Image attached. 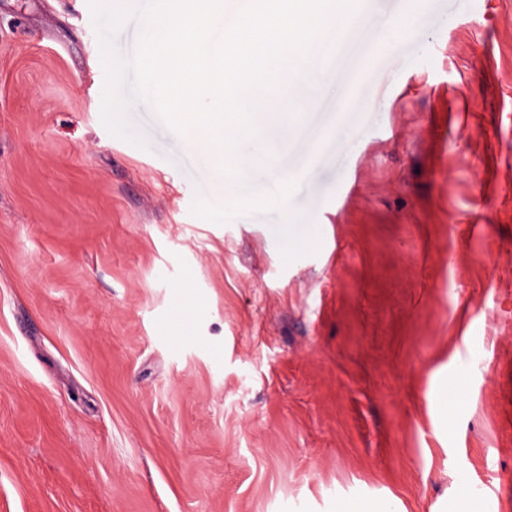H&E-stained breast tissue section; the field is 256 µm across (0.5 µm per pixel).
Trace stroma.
Listing matches in <instances>:
<instances>
[{
    "instance_id": "1",
    "label": "stroma",
    "mask_w": 512,
    "mask_h": 512,
    "mask_svg": "<svg viewBox=\"0 0 512 512\" xmlns=\"http://www.w3.org/2000/svg\"><path fill=\"white\" fill-rule=\"evenodd\" d=\"M240 157L101 121L87 0H0V512H512V0H362ZM374 100L341 105L369 53Z\"/></svg>"
}]
</instances>
